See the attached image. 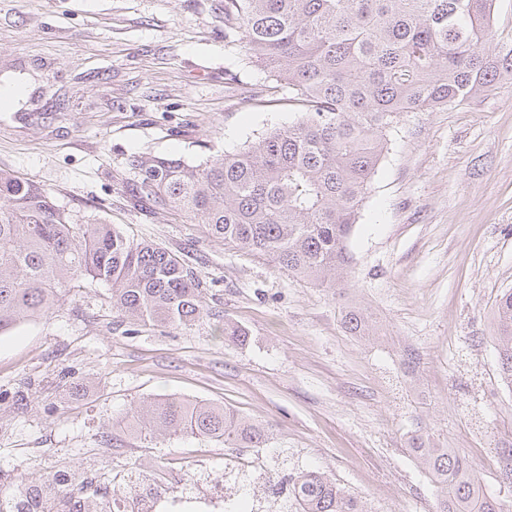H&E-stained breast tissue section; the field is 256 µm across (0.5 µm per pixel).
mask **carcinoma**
Returning <instances> with one entry per match:
<instances>
[{"mask_svg": "<svg viewBox=\"0 0 512 512\" xmlns=\"http://www.w3.org/2000/svg\"><path fill=\"white\" fill-rule=\"evenodd\" d=\"M495 0H224V38L288 88L296 118L216 161L136 160L141 205L171 206L224 244L269 256L281 269L333 288L348 267V240L387 151L386 131L406 112H432L512 78V48L492 54ZM104 283L133 325L191 327L207 317L233 343L245 327L202 305L203 282L159 245L134 243L102 220L80 222L41 186L0 170V335L47 316L84 279ZM499 376L512 389V289L496 302ZM352 336L371 317L345 310ZM126 431L191 434L228 448H263L270 432L210 402L157 398ZM409 452L437 489L436 512H506L481 472L452 448L413 440ZM76 472L20 479L0 512H86ZM300 512H364L315 471L294 483Z\"/></svg>", "mask_w": 512, "mask_h": 512, "instance_id": "1", "label": "carcinoma"}]
</instances>
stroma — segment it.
Instances as JSON below:
<instances>
[{"instance_id":"1","label":"stroma","mask_w":512,"mask_h":512,"mask_svg":"<svg viewBox=\"0 0 512 512\" xmlns=\"http://www.w3.org/2000/svg\"><path fill=\"white\" fill-rule=\"evenodd\" d=\"M243 56L224 38V0H0V78L31 86L0 110V169L80 221L171 251L204 306L249 332L239 345L209 320L131 334L107 286L71 289L0 336V485L75 469L105 486L144 471L223 489V443L125 431L143 401L173 395L273 428L262 455L282 481L326 473L366 512H436L409 453L419 436L465 453L512 504L493 464L512 442V392L491 343L496 297L512 289V82L389 130L339 292L132 197L134 158L202 163L294 120L287 89ZM353 304L372 336L345 331Z\"/></svg>"}]
</instances>
